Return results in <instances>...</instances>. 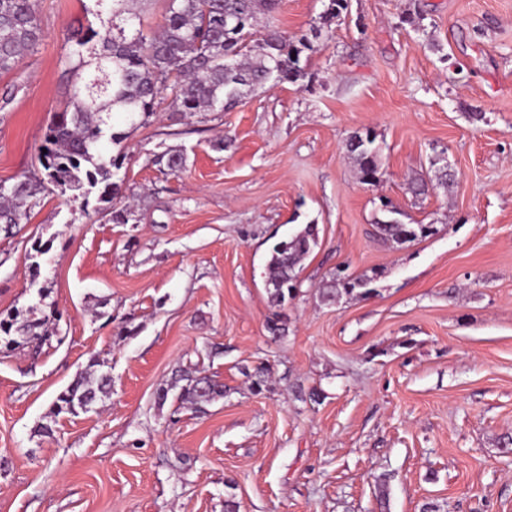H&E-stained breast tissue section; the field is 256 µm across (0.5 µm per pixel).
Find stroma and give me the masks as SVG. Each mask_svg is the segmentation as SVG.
Returning a JSON list of instances; mask_svg holds the SVG:
<instances>
[{
    "label": "stroma",
    "mask_w": 512,
    "mask_h": 512,
    "mask_svg": "<svg viewBox=\"0 0 512 512\" xmlns=\"http://www.w3.org/2000/svg\"><path fill=\"white\" fill-rule=\"evenodd\" d=\"M86 3L37 0L45 37L0 74V183L36 168L70 101ZM328 3L275 16L321 30L302 81L204 116L108 120L137 220L54 191L0 231V319L56 322L40 348L0 333V512H512V0H351L324 27ZM356 132L380 150L378 185L346 153ZM170 148L176 175L151 163ZM437 157L453 193L415 197ZM384 198L433 234L379 242ZM309 224L300 291L274 307L266 260ZM339 267L372 293L324 302ZM90 371L109 397L53 414ZM187 371L223 396L180 403Z\"/></svg>",
    "instance_id": "1"
}]
</instances>
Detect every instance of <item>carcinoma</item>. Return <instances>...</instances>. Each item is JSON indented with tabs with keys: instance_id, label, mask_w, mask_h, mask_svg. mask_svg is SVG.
Masks as SVG:
<instances>
[{
	"instance_id": "carcinoma-1",
	"label": "carcinoma",
	"mask_w": 512,
	"mask_h": 512,
	"mask_svg": "<svg viewBox=\"0 0 512 512\" xmlns=\"http://www.w3.org/2000/svg\"><path fill=\"white\" fill-rule=\"evenodd\" d=\"M86 12L100 21L99 28H78L67 36V71L72 93L67 109L54 114L38 151L39 168L21 175L11 192L0 196V229L10 232L36 206L50 188L60 195L86 197L99 191L98 200L111 203L121 184L114 181L127 156L110 158L98 152L103 137V114L119 112L133 126L145 125L170 94L177 113L195 115L222 112L250 94L281 82L296 83L306 77L305 59L314 52L305 35L289 37L268 24L281 0H167L158 30L144 32L137 9L142 0H90ZM44 37L35 0H0V73L13 70L21 56ZM374 139L347 146L360 181L378 180V152ZM162 173L185 169L186 156L171 149L154 156ZM375 236L384 244L414 240L432 232V225L393 224L380 219ZM318 245L312 224L277 243L266 265L270 302L280 305L295 296L302 261ZM368 278L336 275L323 289V300L332 302L356 289H367ZM42 323L0 322V332H16L40 346L47 334ZM179 399L201 409L224 394V387L206 378L184 376ZM111 378L86 377L70 385L56 403L55 413L88 410L110 394Z\"/></svg>"
}]
</instances>
